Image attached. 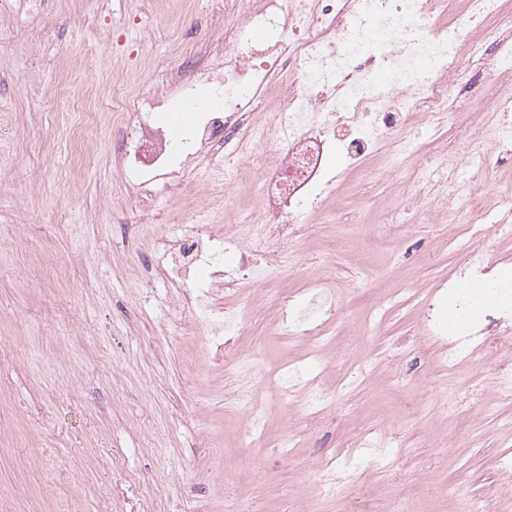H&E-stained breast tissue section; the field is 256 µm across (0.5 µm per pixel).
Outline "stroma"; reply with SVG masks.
<instances>
[{
	"label": "stroma",
	"instance_id": "35a3bbf8",
	"mask_svg": "<svg viewBox=\"0 0 512 512\" xmlns=\"http://www.w3.org/2000/svg\"><path fill=\"white\" fill-rule=\"evenodd\" d=\"M225 0H0L11 28L0 36V503L31 512L34 497L52 512H136L148 488L162 512H223L244 489L264 512H295L298 477L317 482L322 449L344 448L360 430L384 423L386 442L410 448L394 470L367 472L343 485L351 512H376L401 497L421 512H453L451 499L428 495L425 482L480 498L505 488L498 468L512 452V400L473 390L467 374L437 368L439 346L421 332L416 313L391 310L367 336L350 341L329 363L335 385L349 359L375 368L369 383L341 396L314 429L290 418L300 446L281 462L257 457L240 474L242 449L225 431L224 374L199 360L175 307L178 288L157 273L140 221V191L121 173L123 122L105 115L97 136L80 138L86 105L120 79L132 89L162 80L177 56L200 51L195 33L224 13ZM83 84L59 95L68 76ZM198 169L173 195L157 183L158 233L173 236L220 224L225 210L246 214L251 184L223 195ZM386 180L363 178L342 195L341 213L382 224L380 201L393 199ZM436 213L397 237L368 236L349 249L341 229L313 220L284 274L289 290L302 273L343 293L341 326L357 325L370 308L378 275L432 287L461 265L472 243L450 236ZM125 241L127 251L114 255ZM488 262L511 265L495 229L476 243ZM416 343L411 369L394 373L391 356ZM447 394V406L436 398Z\"/></svg>",
	"mask_w": 512,
	"mask_h": 512
}]
</instances>
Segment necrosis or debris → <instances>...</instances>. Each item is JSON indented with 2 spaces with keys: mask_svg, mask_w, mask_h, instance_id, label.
<instances>
[{
  "mask_svg": "<svg viewBox=\"0 0 512 512\" xmlns=\"http://www.w3.org/2000/svg\"><path fill=\"white\" fill-rule=\"evenodd\" d=\"M507 0H225L230 21L209 38L217 58H183L170 80L148 83L125 112L158 110L171 97L193 99L206 82L221 105L198 119L193 137L211 174V190L223 191L250 177L259 189L256 208L223 226L203 224L191 233L158 238L170 252L162 276L183 290L182 308L206 354L222 356L225 378L240 379L225 390L224 411L242 418L233 432L240 447L274 448L291 455L287 429L269 432L271 407L320 419L336 406L337 391L354 390L362 373L348 368L337 387L324 380L326 351L336 344L335 291L328 280L306 278V310L287 305L280 257L289 242L303 237L310 219L335 201L343 182L331 176L326 160L338 153L348 175L370 172V160L383 156V173L400 191L414 189L417 203L391 208L390 225L417 224L428 204L458 214L460 230L479 236L488 224L512 228V181L498 182L485 197L456 186L455 195L437 194L454 184L451 167L409 168L405 159L430 157L433 144L413 138L419 124L449 132V103L481 92L488 107L465 131V143L479 164L490 158L512 164V92L485 75L496 57H512V22ZM390 75L391 86L379 83ZM282 96L268 105L270 89ZM139 144L122 155L127 173L138 177L143 198L158 180L188 187L195 162L173 167L166 146L156 145L150 125L138 126ZM236 258L225 267L224 253ZM269 316V334L281 348L301 344L302 355L266 368V351L252 345L225 353L227 334L259 314ZM398 451L383 447L374 429L353 448L323 454L318 498L300 497V512H324L333 499L336 469L349 483L371 469L390 468Z\"/></svg>",
  "mask_w": 512,
  "mask_h": 512,
  "instance_id": "obj_1",
  "label": "necrosis or debris"
}]
</instances>
